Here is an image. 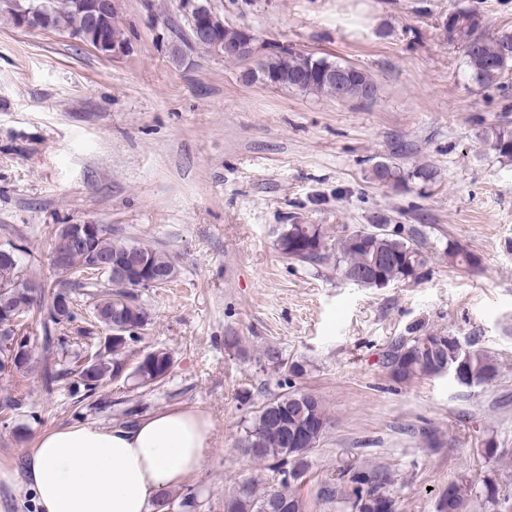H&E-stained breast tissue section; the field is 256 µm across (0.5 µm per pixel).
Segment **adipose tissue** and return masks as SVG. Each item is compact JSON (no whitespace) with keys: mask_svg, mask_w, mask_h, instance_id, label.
Masks as SVG:
<instances>
[{"mask_svg":"<svg viewBox=\"0 0 512 512\" xmlns=\"http://www.w3.org/2000/svg\"><path fill=\"white\" fill-rule=\"evenodd\" d=\"M212 427L199 410L168 407L124 427L52 428L25 450L23 481L38 512H150L201 468Z\"/></svg>","mask_w":512,"mask_h":512,"instance_id":"adipose-tissue-1","label":"adipose tissue"}]
</instances>
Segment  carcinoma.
<instances>
[{
	"instance_id": "cac0c4a2",
	"label": "carcinoma",
	"mask_w": 512,
	"mask_h": 512,
	"mask_svg": "<svg viewBox=\"0 0 512 512\" xmlns=\"http://www.w3.org/2000/svg\"><path fill=\"white\" fill-rule=\"evenodd\" d=\"M50 2L53 13L68 19L71 26L87 27L86 15L72 7L74 0ZM477 17L479 13L473 10L455 12L448 34L459 42L473 79L481 85L492 86L512 68V53H504L505 48L512 49V30L490 36L486 34L485 25L475 23ZM332 66L340 67L342 63L315 58L292 48L269 53L259 63L261 69L279 79L280 87L334 99L335 85L322 77L323 70ZM480 139L498 156L512 161L511 127H491L482 131ZM411 177L430 186L436 182L437 171L429 164H422L408 174L392 161L381 162L373 170L374 180L383 186L398 188ZM279 230L288 231L276 240V248L284 259L313 270L332 262L345 278L360 275L365 288H385L394 282L417 283L427 267L424 245L414 236L406 238L397 233L363 236V229L359 228L334 238L321 224H283ZM93 254L108 260L133 256L151 273L165 275V279L157 281L158 288L168 285L177 276L175 262L168 254L142 241L119 236L105 225L93 238L90 248L77 247L71 251L67 265L58 267L57 271V275L65 274L70 279L58 281L53 288L23 274L18 257L9 262L0 260V303L7 300L26 305L19 314L21 322L12 327H0V375L25 376L36 369L47 389L65 388L79 402L94 396L104 384L128 377L126 354L140 341L141 330L147 324V314L137 304L134 290L145 288L147 284L114 279L108 271L90 281L79 279L77 270L86 266ZM446 255L452 266L473 267L478 263L473 252L459 245L448 246ZM77 288L98 289L89 318L73 299ZM62 294L71 298L73 309L68 312L57 308L56 300ZM36 311L43 314L40 325L44 331L45 352L52 357L43 364L35 361L31 336L25 330V321ZM438 335L434 330L411 329L409 336L390 344L383 354V365L398 382L441 373L454 359L458 345L452 344L447 351L438 354L429 348ZM468 350V364L476 382L498 376V365L491 356L471 346ZM266 356L285 373L286 386L290 377L305 372L303 364L284 359L276 349L268 350ZM172 366L170 352L156 348L142 356L131 374L140 386L146 387L161 383ZM333 425L334 420L321 400L300 391L279 393L252 411L242 447L279 475L280 488L258 493L253 486L244 484L236 494L224 500V512H266L273 501L287 507L288 512H306L304 500L294 492L292 485L302 481L308 454ZM373 475L392 481L390 473L384 470H356L348 474L344 503L349 505L359 497L362 487L370 484ZM161 500L180 508H193L197 492L188 486L180 494H162Z\"/></svg>"
}]
</instances>
